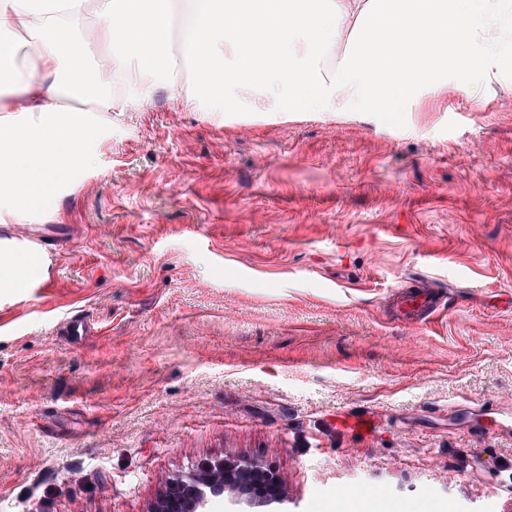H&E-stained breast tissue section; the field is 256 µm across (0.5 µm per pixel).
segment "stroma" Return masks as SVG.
<instances>
[{
    "label": "stroma",
    "instance_id": "35a3bbf8",
    "mask_svg": "<svg viewBox=\"0 0 512 512\" xmlns=\"http://www.w3.org/2000/svg\"><path fill=\"white\" fill-rule=\"evenodd\" d=\"M117 92L93 164L0 213L50 257L37 294L0 288V512H148L225 455L283 512H512V57L401 112L223 109L174 35ZM419 283L443 307L404 320Z\"/></svg>",
    "mask_w": 512,
    "mask_h": 512
}]
</instances>
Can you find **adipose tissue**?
I'll list each match as a JSON object with an SVG mask.
<instances>
[{"mask_svg": "<svg viewBox=\"0 0 512 512\" xmlns=\"http://www.w3.org/2000/svg\"><path fill=\"white\" fill-rule=\"evenodd\" d=\"M100 19L91 38L74 31L87 10ZM36 36L42 50L21 93L29 118L0 116V211L32 220L67 181L60 160L84 169L95 128L81 112L51 114L48 98L112 112L121 79L152 82L163 57L129 73L143 36L160 49L181 21L185 48L206 82L225 85L224 59L237 63L238 86L262 85L280 112H319L334 102L355 112H400L422 85L470 65L493 71L507 50L512 12L504 0H0V20ZM345 49L335 76L317 68L336 42ZM100 60L92 78L61 82L66 61Z\"/></svg>", "mask_w": 512, "mask_h": 512, "instance_id": "1", "label": "adipose tissue"}]
</instances>
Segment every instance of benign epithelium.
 Segmentation results:
<instances>
[{"label":"benign epithelium","instance_id":"benign-epithelium-1","mask_svg":"<svg viewBox=\"0 0 512 512\" xmlns=\"http://www.w3.org/2000/svg\"><path fill=\"white\" fill-rule=\"evenodd\" d=\"M224 495L239 512L265 510L287 498L275 471L250 459L226 456L171 478L149 512H206L210 499Z\"/></svg>","mask_w":512,"mask_h":512}]
</instances>
